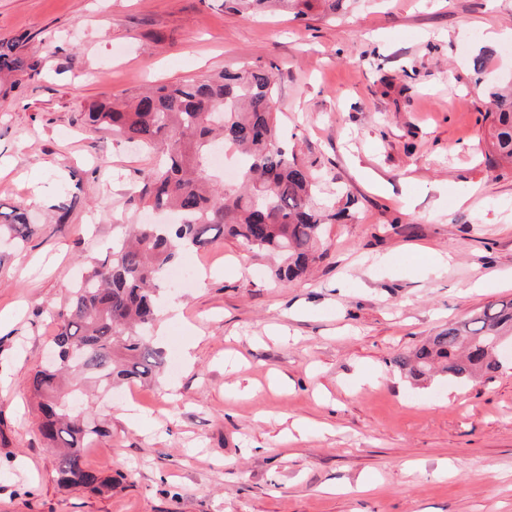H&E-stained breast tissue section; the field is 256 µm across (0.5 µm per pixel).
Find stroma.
I'll use <instances>...</instances> for the list:
<instances>
[{
  "label": "stroma",
  "mask_w": 512,
  "mask_h": 512,
  "mask_svg": "<svg viewBox=\"0 0 512 512\" xmlns=\"http://www.w3.org/2000/svg\"><path fill=\"white\" fill-rule=\"evenodd\" d=\"M13 37L41 74L0 97V205L34 226L0 249V512H512V364L417 385L394 363L512 299L493 285L512 272V164L491 148L486 97L512 80V0H348L330 19L0 0ZM246 65L278 69L289 145L349 191L354 218L326 225L324 258L286 285L228 237L184 253L201 278L162 297L165 372L93 401L107 433L84 461L111 491L62 488L27 380L66 288L152 219L131 189L154 154L83 114Z\"/></svg>",
  "instance_id": "obj_1"
}]
</instances>
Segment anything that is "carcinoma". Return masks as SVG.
<instances>
[{
    "instance_id": "obj_1",
    "label": "carcinoma",
    "mask_w": 512,
    "mask_h": 512,
    "mask_svg": "<svg viewBox=\"0 0 512 512\" xmlns=\"http://www.w3.org/2000/svg\"><path fill=\"white\" fill-rule=\"evenodd\" d=\"M344 0H224L231 13L292 11L304 17L313 8L327 17ZM38 75V63L24 40H0V89L13 78ZM273 67L223 70L199 80L156 85L130 101L119 97L91 105L85 121L112 128L126 141L162 148L163 159L142 174L138 200L145 207L172 212L174 224H135L130 237L70 289L59 314L52 347L57 364L40 365L29 389L38 398L39 432L57 449L55 473L66 489L102 492L112 479L84 462L92 438L107 430L77 409L88 380L106 390L134 379H151L166 356L150 331L159 319L158 299L166 272L187 251L197 250L213 233L239 241L247 250L280 258L276 279L290 283L323 258V225L352 217L349 204L336 211L315 203L317 177L288 149L277 123ZM493 116L492 147L512 159V87L488 94ZM232 150L240 164L238 180L227 185L212 170L217 148ZM32 234L25 213L0 211V238L23 245ZM512 346V300L471 314L441 329L420 347L394 358L415 382L434 373L453 380L492 376L503 367L500 348Z\"/></svg>"
}]
</instances>
